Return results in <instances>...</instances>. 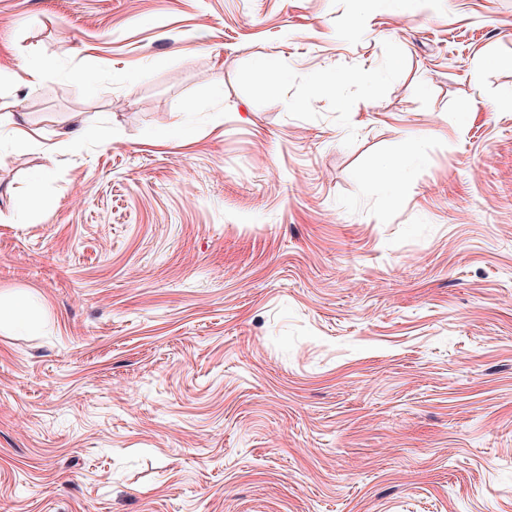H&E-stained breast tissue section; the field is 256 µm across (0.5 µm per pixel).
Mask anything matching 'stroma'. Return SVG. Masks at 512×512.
I'll use <instances>...</instances> for the list:
<instances>
[{
  "mask_svg": "<svg viewBox=\"0 0 512 512\" xmlns=\"http://www.w3.org/2000/svg\"><path fill=\"white\" fill-rule=\"evenodd\" d=\"M1 111L0 512H512V0H0ZM6 131L10 142L15 151L26 150L33 144L42 145L46 152H53L69 143L71 130H65L58 133L60 139L45 144L41 143L43 137L39 129L34 128L23 112H1L0 113V132ZM405 164L398 159L383 162L379 168L372 174L375 180H378L389 188L392 192L397 193L401 184V177Z\"/></svg>",
  "mask_w": 512,
  "mask_h": 512,
  "instance_id": "1",
  "label": "stroma"
}]
</instances>
